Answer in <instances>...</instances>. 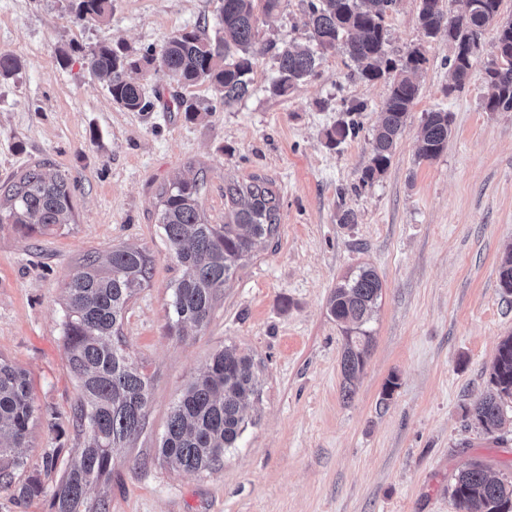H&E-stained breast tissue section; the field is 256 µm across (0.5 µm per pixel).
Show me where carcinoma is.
Segmentation results:
<instances>
[{"label":"carcinoma","instance_id":"obj_1","mask_svg":"<svg viewBox=\"0 0 512 512\" xmlns=\"http://www.w3.org/2000/svg\"><path fill=\"white\" fill-rule=\"evenodd\" d=\"M503 0H468V14L448 24L445 0H421L419 21L428 37L448 29L451 80L448 92L464 88L479 59L480 35L500 14ZM397 0H308L309 45H284L276 54L279 77L273 94L285 96L315 73L317 54L341 45L362 80L392 77L391 90L381 108V120L372 140L370 164L360 181L368 185L385 172L401 135L407 114L421 93L416 74L425 63L417 48L395 61L387 53L386 18ZM280 0H222L220 24L224 36L211 39L196 31L169 37L158 53L136 58L121 45L99 43L88 54L91 73L107 79L112 100L131 112H148L159 92L149 96L130 77L141 64L157 63L158 70L183 87L208 84L216 99L229 105L243 99L258 56L271 44L258 38L257 10L266 15ZM112 13V0H78L75 16L100 22ZM511 58L500 68H486L484 109L512 111V30L498 37ZM20 68L10 53L0 51V77L8 79ZM176 111L194 121L199 105L175 99ZM364 109L359 103L327 132L329 145L338 146L355 132L351 115ZM452 115L438 110L426 114L417 155L436 159L448 145ZM197 178L173 183L162 193L159 227L171 257L181 268L169 302V332L180 338L189 328L200 330L210 321L216 297L237 267L271 239L278 224V200L270 184L260 178L233 181L224 187V223L204 219ZM74 204L66 177L47 162L37 163L5 186L0 198V224H12L24 236L47 234L73 221ZM151 259L137 246L112 248L105 259L87 254L79 269L64 283L62 331L64 355L78 391L73 421L80 438L72 449L51 496L50 512H107L105 500L89 505V491L110 480L114 456L131 447L145 426L151 401V378L114 341L123 325L130 300L149 280ZM499 286L512 294V249L498 268ZM382 283L369 267L334 289L328 312L344 326L341 370L345 398L362 372L372 336L367 324L381 297ZM495 391L474 405L471 416L488 435L503 423L512 402V336L501 340L491 367ZM252 359L234 346L215 353L188 382L174 402L159 446L163 463L175 470L202 473L220 468L224 453L235 447L246 425L245 407L259 396ZM37 419L27 374L0 359V471L20 465L17 450L26 447ZM0 491L14 489L18 497L40 494L36 482L12 486L3 474ZM459 512H512V481L495 479L480 464L461 471L452 488Z\"/></svg>","mask_w":512,"mask_h":512}]
</instances>
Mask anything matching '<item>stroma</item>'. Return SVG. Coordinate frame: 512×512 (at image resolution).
<instances>
[{
	"label": "stroma",
	"mask_w": 512,
	"mask_h": 512,
	"mask_svg": "<svg viewBox=\"0 0 512 512\" xmlns=\"http://www.w3.org/2000/svg\"><path fill=\"white\" fill-rule=\"evenodd\" d=\"M307 2L280 0L260 19L261 39L304 42ZM75 5L0 0V51L21 63L0 79V185L44 161L67 177L75 202L73 223L49 235L0 226V359L27 373L38 416L18 451L25 465L10 476L42 488L27 501L0 492V512H49L78 443L77 388L60 328L64 283L85 254L120 245L152 259L149 284L121 329L152 396L141 435L113 462L108 512H459L452 485L471 463L512 480V411L492 435L469 414L491 388L500 341L512 335V296L497 274L512 247V112L483 108L498 23L483 30L464 91L449 94L447 32L426 37L419 0H398L387 18L388 53L420 49L422 93L388 168L364 186L389 85L352 77L343 49L322 56L315 76L284 97L271 92L273 54L257 57L249 95L229 106L214 103L208 85L184 89L148 66L138 79L161 88L162 99L153 111L130 112L89 72V50L107 40L141 56L184 30L214 37L218 0H112L103 23L76 19ZM181 93L207 114L186 120L174 105ZM359 102L357 134L329 147L327 130ZM438 109L452 113V134L425 161L417 139ZM253 176L272 180L280 199L275 237L237 269L206 328L171 336L168 300L180 269L157 227L161 193L179 179H202L203 214L220 224L225 184ZM347 210L355 223H339ZM362 266L383 288L347 399L344 335L327 305ZM227 345L259 374L245 431L219 470L163 465L157 448L173 403ZM51 451L58 458L49 470Z\"/></svg>",
	"instance_id": "stroma-1"
}]
</instances>
